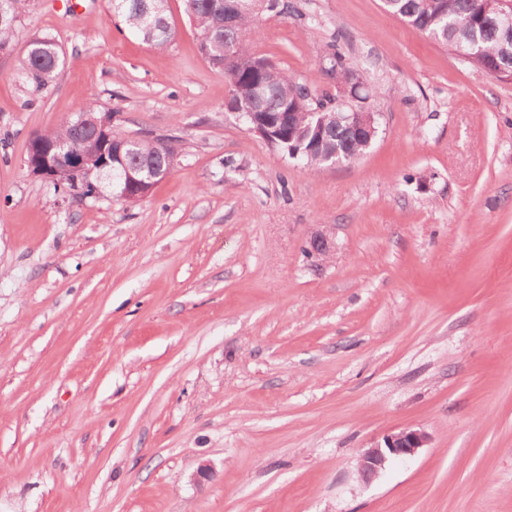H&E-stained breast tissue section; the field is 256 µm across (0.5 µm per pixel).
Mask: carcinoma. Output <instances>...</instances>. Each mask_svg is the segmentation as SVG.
I'll return each mask as SVG.
<instances>
[{"instance_id":"carcinoma-1","label":"carcinoma","mask_w":512,"mask_h":512,"mask_svg":"<svg viewBox=\"0 0 512 512\" xmlns=\"http://www.w3.org/2000/svg\"><path fill=\"white\" fill-rule=\"evenodd\" d=\"M234 5L238 25L224 26L221 14L225 2ZM168 0H112L113 14L136 32L143 43L155 49H165L175 39L177 31L170 21ZM189 20L201 31L200 50L212 64L224 62V49L234 54L232 75L242 78L253 74L257 55L245 40V33L256 22L259 10L276 11L280 0H183ZM385 9L407 25L419 30L434 41L469 53V63L478 66L494 78H512V35L503 33L497 25L499 0H383ZM64 62V52L54 39L37 37L29 42L25 78L33 89L40 91L54 82ZM265 86L263 104L269 112H302L304 116L292 119L288 126L276 130L278 146L275 151L287 153V147L300 150L307 163L319 166L336 152L340 156L363 150V141L348 133L344 127L326 131L323 143L315 141L312 131L315 119L311 112H346L348 108L331 105L328 94L306 100L304 91L309 86L297 81L270 62L259 73ZM96 101H89L76 116L63 120L55 128L36 135L34 142L46 147L57 145L64 149L100 148V140L90 142L86 122L97 116ZM175 149L165 143L156 145L146 138L128 149L124 156L126 167L139 171L144 179L169 175L173 169ZM55 188L80 189V196L93 193L92 184L76 185L71 173L60 169L52 179Z\"/></svg>"}]
</instances>
